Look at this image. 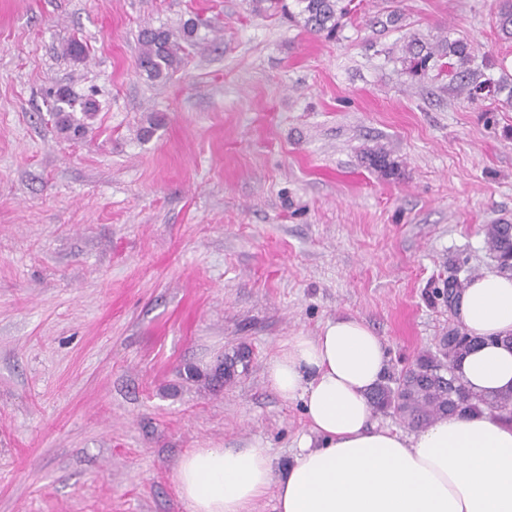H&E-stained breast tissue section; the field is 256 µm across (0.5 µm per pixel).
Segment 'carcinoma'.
Segmentation results:
<instances>
[{"mask_svg":"<svg viewBox=\"0 0 512 512\" xmlns=\"http://www.w3.org/2000/svg\"><path fill=\"white\" fill-rule=\"evenodd\" d=\"M344 0H252L256 5L270 8L288 16L314 34L336 36L348 8ZM495 24L504 39H512V0H499ZM198 23L185 20L178 31L164 27L147 26L138 36L140 46L138 68L151 80L170 78L181 63L186 47L198 43ZM472 46L462 39H439L432 43L413 37L405 47L409 66L406 73L413 79H422L429 67L440 70L447 67L444 59L454 57L460 65L471 60ZM54 98V112L62 133L72 136L84 134L85 120L100 110L95 95H76L68 86L50 90ZM81 117H76V113ZM487 244L499 254L500 270L512 272V225L493 224L486 230ZM482 340L465 331L448 338L440 337L434 349L420 353L407 367L390 371L371 395L375 412L399 416L409 427L422 428L434 420L453 413L481 412L485 409L512 420V390L493 399L473 395L455 373V365ZM249 355L242 352L224 358V373L219 378L230 383L237 366L247 368Z\"/></svg>","mask_w":512,"mask_h":512,"instance_id":"obj_1","label":"carcinoma"}]
</instances>
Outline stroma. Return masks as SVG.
Returning <instances> with one entry per match:
<instances>
[{"instance_id": "35a3bbf8", "label": "stroma", "mask_w": 512, "mask_h": 512, "mask_svg": "<svg viewBox=\"0 0 512 512\" xmlns=\"http://www.w3.org/2000/svg\"><path fill=\"white\" fill-rule=\"evenodd\" d=\"M494 11L352 0L329 40L250 0H0V512H185L192 449L290 462L303 406L265 379L288 337L351 316L399 370L459 327L449 279L499 270L484 228L512 224V105L452 65L410 81L402 47L464 38L512 79ZM191 17L200 44L148 80L140 30ZM56 85L98 92L81 139Z\"/></svg>"}]
</instances>
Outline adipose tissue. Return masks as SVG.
Masks as SVG:
<instances>
[{
	"label": "adipose tissue",
	"instance_id": "obj_1",
	"mask_svg": "<svg viewBox=\"0 0 512 512\" xmlns=\"http://www.w3.org/2000/svg\"><path fill=\"white\" fill-rule=\"evenodd\" d=\"M458 316L471 335L512 334V276L473 278ZM387 367L380 336L353 317L289 337L266 380L302 401L309 434L282 469L259 438L186 452L174 481L187 512H252L269 493L275 512H512V421L484 411L412 432L375 424L369 395ZM457 373L479 396L510 389L512 348L480 346Z\"/></svg>",
	"mask_w": 512,
	"mask_h": 512
}]
</instances>
